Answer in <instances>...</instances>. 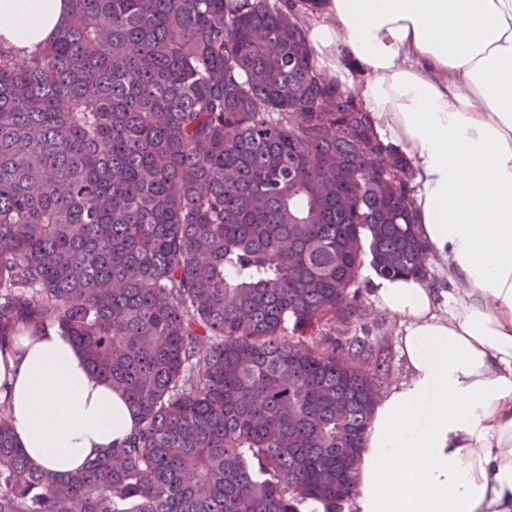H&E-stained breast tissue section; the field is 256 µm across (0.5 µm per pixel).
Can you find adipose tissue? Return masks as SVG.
<instances>
[{"label": "adipose tissue", "instance_id": "ef3b65f1", "mask_svg": "<svg viewBox=\"0 0 512 512\" xmlns=\"http://www.w3.org/2000/svg\"><path fill=\"white\" fill-rule=\"evenodd\" d=\"M68 0H0V48L31 55ZM315 69L354 89L416 173V232L456 290L380 277L407 379L381 396L356 512H512V0H316L294 13ZM0 402L53 476L122 444L136 416L56 328L0 356Z\"/></svg>", "mask_w": 512, "mask_h": 512}]
</instances>
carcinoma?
I'll return each instance as SVG.
<instances>
[{"label": "carcinoma", "instance_id": "1", "mask_svg": "<svg viewBox=\"0 0 512 512\" xmlns=\"http://www.w3.org/2000/svg\"><path fill=\"white\" fill-rule=\"evenodd\" d=\"M0 48V354L56 327L137 416L54 478L0 403V512H336L383 376L288 338L427 279L410 167L284 0H69Z\"/></svg>", "mask_w": 512, "mask_h": 512}]
</instances>
